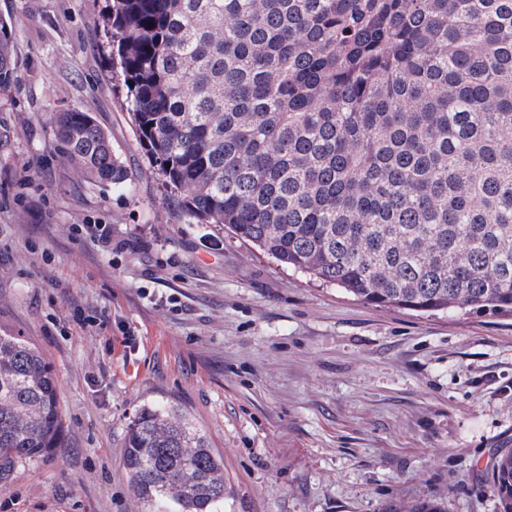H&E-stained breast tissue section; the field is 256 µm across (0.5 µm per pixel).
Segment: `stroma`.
I'll use <instances>...</instances> for the list:
<instances>
[{"label":"stroma","instance_id":"stroma-1","mask_svg":"<svg viewBox=\"0 0 512 512\" xmlns=\"http://www.w3.org/2000/svg\"><path fill=\"white\" fill-rule=\"evenodd\" d=\"M104 7L0 0V330L51 363L65 426L0 485V512H131L125 436L151 402L223 455L224 512H499L512 318L369 305L188 223L113 86ZM72 110L108 134L128 187L60 163L55 117ZM12 38L11 31L6 25L0 23V84L10 80L12 68Z\"/></svg>","mask_w":512,"mask_h":512}]
</instances>
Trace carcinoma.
<instances>
[{
  "label": "carcinoma",
  "instance_id": "1",
  "mask_svg": "<svg viewBox=\"0 0 512 512\" xmlns=\"http://www.w3.org/2000/svg\"><path fill=\"white\" fill-rule=\"evenodd\" d=\"M139 144L195 224L375 306L512 316V0H110ZM11 31L0 23V84ZM86 180L128 172L86 112ZM55 377L0 333V482L61 442ZM134 512H224V457L174 405L130 422ZM512 512V452L493 464ZM393 512H445L437 502Z\"/></svg>",
  "mask_w": 512,
  "mask_h": 512
}]
</instances>
